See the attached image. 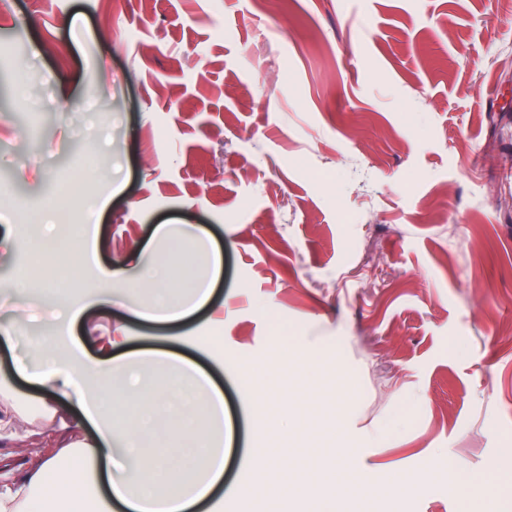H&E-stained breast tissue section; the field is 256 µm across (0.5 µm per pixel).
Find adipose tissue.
I'll return each instance as SVG.
<instances>
[{
  "instance_id": "1",
  "label": "adipose tissue",
  "mask_w": 512,
  "mask_h": 512,
  "mask_svg": "<svg viewBox=\"0 0 512 512\" xmlns=\"http://www.w3.org/2000/svg\"><path fill=\"white\" fill-rule=\"evenodd\" d=\"M209 283L191 281L188 296H172L153 306L133 309L134 317L172 322L205 304ZM42 361L31 368L15 363L14 373L51 388L56 401H41L47 427L54 432L55 453H41L34 434L16 437L9 409L0 408V440H21L33 448L31 467L23 479L0 470V512H217L224 497L251 499L257 485L247 463H240L232 483L224 481V397L191 360L159 351L90 360L78 347L59 352L58 339L45 337ZM158 368L149 392L126 389L127 402L139 418L150 417L159 404L173 405L179 417V454L163 448L145 450L143 430L117 429L108 407L116 375L137 365ZM96 382V397L85 386ZM94 427L86 440L68 442L72 422Z\"/></svg>"
}]
</instances>
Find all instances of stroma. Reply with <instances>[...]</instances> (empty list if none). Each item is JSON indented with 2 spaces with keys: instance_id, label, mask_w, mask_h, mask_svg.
Masks as SVG:
<instances>
[{
  "instance_id": "35a3bbf8",
  "label": "stroma",
  "mask_w": 512,
  "mask_h": 512,
  "mask_svg": "<svg viewBox=\"0 0 512 512\" xmlns=\"http://www.w3.org/2000/svg\"><path fill=\"white\" fill-rule=\"evenodd\" d=\"M94 196L99 265L149 251L169 291L210 273L215 293L183 323L135 322L147 291L110 303L80 267L56 293L93 299L74 335L90 358L193 359L224 394L232 462L274 453L300 491L336 486L330 460L299 467L236 366L313 353L316 384L350 386L319 422L376 491L344 512H512V0H7L0 232L19 247L0 249V298L23 308L0 310L22 337H0V374L19 400L44 390L12 362L38 364L51 324L44 295L12 288L49 233L31 216L82 224ZM159 224L208 233L221 267ZM400 476L416 483L397 498Z\"/></svg>"
}]
</instances>
